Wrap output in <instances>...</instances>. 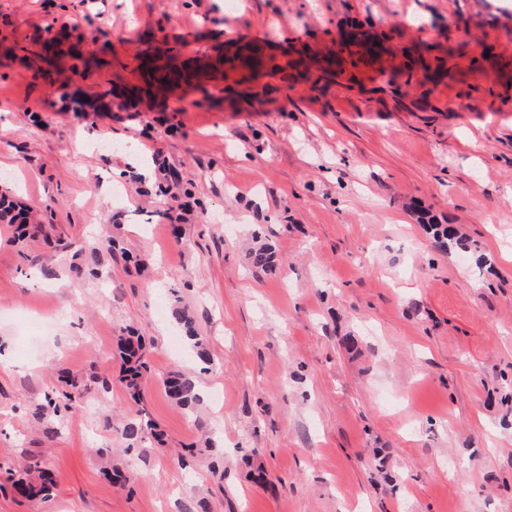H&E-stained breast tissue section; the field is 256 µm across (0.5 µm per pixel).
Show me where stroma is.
<instances>
[{"label":"stroma","mask_w":512,"mask_h":512,"mask_svg":"<svg viewBox=\"0 0 512 512\" xmlns=\"http://www.w3.org/2000/svg\"><path fill=\"white\" fill-rule=\"evenodd\" d=\"M237 2L0 0V195L47 230L0 223V512H512V0ZM62 369L112 389L49 436ZM141 409L164 445L127 448ZM27 455L49 498L12 492ZM249 258L255 269L272 272L278 264L277 254L271 245L260 243L249 252ZM173 318L175 322L180 325L186 332V337L191 342V346L195 352L196 358L202 364H209L211 362L210 355L205 348L204 344L194 334L192 329V319L185 310L174 309ZM118 350L126 388L133 398L140 399L141 384L149 372V366L144 358L145 342L141 336H123L118 344ZM163 386L168 399L182 409L191 410L200 402L196 380L189 374H171L163 378Z\"/></svg>","instance_id":"1"}]
</instances>
